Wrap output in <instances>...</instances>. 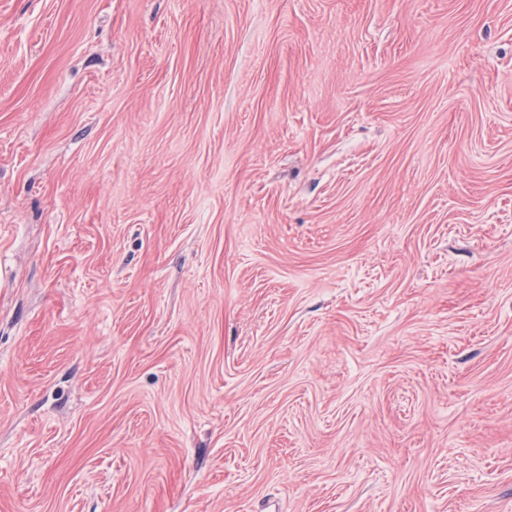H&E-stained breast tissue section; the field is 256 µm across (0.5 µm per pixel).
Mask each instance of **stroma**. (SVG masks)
Wrapping results in <instances>:
<instances>
[{
	"mask_svg": "<svg viewBox=\"0 0 512 512\" xmlns=\"http://www.w3.org/2000/svg\"><path fill=\"white\" fill-rule=\"evenodd\" d=\"M0 512H512V0H0Z\"/></svg>",
	"mask_w": 512,
	"mask_h": 512,
	"instance_id": "obj_1",
	"label": "stroma"
}]
</instances>
